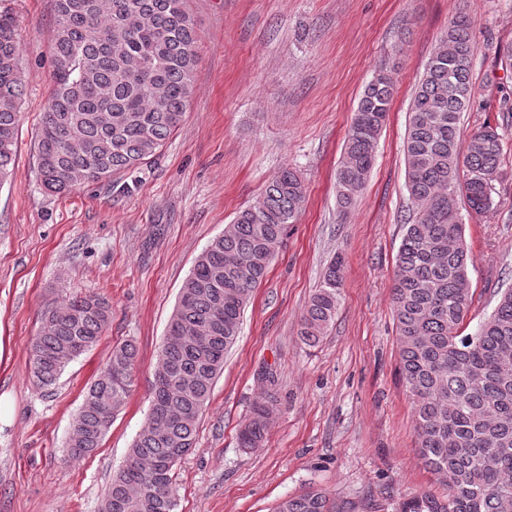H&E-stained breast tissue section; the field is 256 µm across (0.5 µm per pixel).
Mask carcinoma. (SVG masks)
I'll return each mask as SVG.
<instances>
[{
	"instance_id": "cac0c4a2",
	"label": "carcinoma",
	"mask_w": 512,
	"mask_h": 512,
	"mask_svg": "<svg viewBox=\"0 0 512 512\" xmlns=\"http://www.w3.org/2000/svg\"><path fill=\"white\" fill-rule=\"evenodd\" d=\"M198 33L184 0H55L53 73L38 128L37 171L45 192L63 195L134 173L154 158L184 121L198 78ZM475 45L469 20L448 22L413 98L405 139L409 214L394 270L393 310L400 370L413 396L419 454L443 492H425L400 512H512V288L472 334L473 303L465 224L453 195L465 193L477 215L493 207L501 135L486 123L457 151L460 114L475 95ZM24 90L17 20L0 11V183L12 172ZM393 95L379 71L364 90L336 172L345 213L363 190ZM303 181L280 170L260 198L240 210L197 257L180 288L154 373L149 411L124 467L112 476L102 512H177V463L194 448L200 415L239 337L241 314L266 277L305 202ZM343 258L331 262L312 295L301 335L320 340L336 316ZM112 316L107 300L75 297L47 309L32 345L31 370L41 389L98 344ZM131 341L112 347L84 394L69 457L91 455L134 385ZM254 404L237 440L264 446L276 415L275 377ZM370 504L330 499L309 487L281 499L273 512H367Z\"/></svg>"
}]
</instances>
